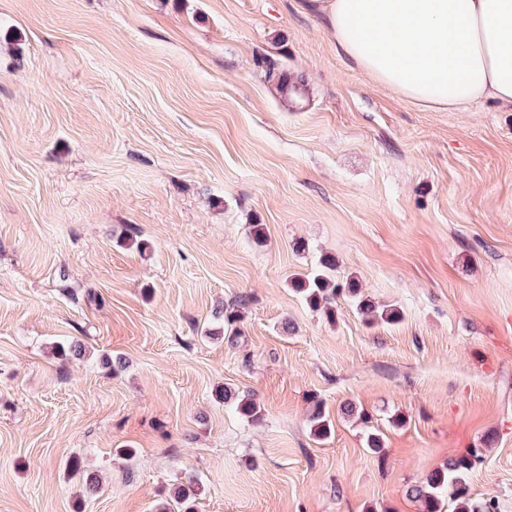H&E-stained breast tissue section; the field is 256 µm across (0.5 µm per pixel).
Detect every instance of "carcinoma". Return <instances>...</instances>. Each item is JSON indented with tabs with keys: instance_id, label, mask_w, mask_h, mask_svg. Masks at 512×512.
<instances>
[{
	"instance_id": "carcinoma-1",
	"label": "carcinoma",
	"mask_w": 512,
	"mask_h": 512,
	"mask_svg": "<svg viewBox=\"0 0 512 512\" xmlns=\"http://www.w3.org/2000/svg\"><path fill=\"white\" fill-rule=\"evenodd\" d=\"M293 290L300 295L314 311L321 312L329 320L336 315V299L349 297L357 313L368 323L392 324L400 320V312L392 307L377 304L360 294L355 281H340L336 278V262L330 256H323L318 266L303 274H297L290 280ZM241 305L231 303L215 312L214 317L228 330V340L239 336L238 323L241 321ZM224 404L232 408L247 421H256L262 417V408L249 392H239L226 388L218 394ZM310 434L318 441L328 439L333 431V423L325 411L323 401L317 399L308 415ZM482 449L474 448L465 455L448 459L441 467L430 473L425 480L410 486L408 495L421 504L422 512H442L443 498H448L452 512H497L495 502L489 500L480 503L470 493L469 475L482 463ZM204 492L197 481L178 485L169 495V499L155 506V512H171L172 504H177L178 512H194L196 499Z\"/></svg>"
}]
</instances>
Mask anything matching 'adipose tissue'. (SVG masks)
<instances>
[{
  "label": "adipose tissue",
  "instance_id": "obj_1",
  "mask_svg": "<svg viewBox=\"0 0 512 512\" xmlns=\"http://www.w3.org/2000/svg\"><path fill=\"white\" fill-rule=\"evenodd\" d=\"M338 52L431 110L512 109V0H307Z\"/></svg>",
  "mask_w": 512,
  "mask_h": 512
}]
</instances>
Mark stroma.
<instances>
[{
    "label": "stroma",
    "instance_id": "1",
    "mask_svg": "<svg viewBox=\"0 0 512 512\" xmlns=\"http://www.w3.org/2000/svg\"><path fill=\"white\" fill-rule=\"evenodd\" d=\"M324 255L401 321L310 310L288 278ZM472 448L512 512L511 109L375 85L306 0H0V512H151L191 477L195 512H421ZM242 306V303H231L228 305H224V307L216 311L214 314V317L223 323V334L225 332H228V341L231 342L240 334L238 323L241 321V315H240V308ZM229 330V331H228ZM218 398L224 400V404L247 421L253 422L262 417V408L252 393H241L235 389L224 388L222 392H219ZM307 421L310 434L313 435L317 441L328 439L333 431V423L328 413L325 411L322 400L317 399L314 401Z\"/></svg>",
    "mask_w": 512,
    "mask_h": 512
}]
</instances>
